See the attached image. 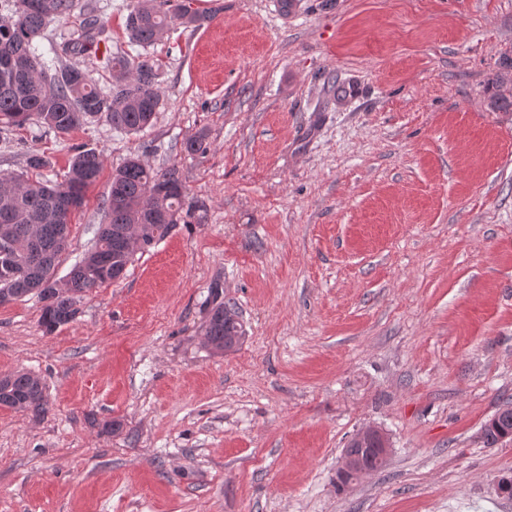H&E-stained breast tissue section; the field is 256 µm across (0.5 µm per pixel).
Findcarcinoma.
<instances>
[{
  "instance_id": "carcinoma-1",
  "label": "carcinoma",
  "mask_w": 512,
  "mask_h": 512,
  "mask_svg": "<svg viewBox=\"0 0 512 512\" xmlns=\"http://www.w3.org/2000/svg\"><path fill=\"white\" fill-rule=\"evenodd\" d=\"M10 25H0V126L36 125L44 132L66 134L92 120L136 134L150 127L162 92L158 66L142 53L115 55L109 60V86H97L90 72L63 62L68 56L97 55L105 23L90 3L80 0H14ZM82 16L79 26L51 42L53 56L44 58L37 41L48 25ZM206 16L188 0H135L126 17L132 44L143 49L156 43L173 25L200 28ZM47 160L39 153L27 158L24 173H0V305L36 293L42 303L40 326L47 334L73 322L80 294L108 285L126 273L134 257L167 237L179 223L186 190L179 170H155L133 155L112 172L109 194L102 200L106 222L92 247L70 269L56 277L69 245L70 217L66 206L80 209L86 191L97 181L101 162L92 148L78 150L61 181L41 176ZM204 326L207 344L216 351L236 347L243 335L239 312L224 301L223 286H210ZM45 387L29 372L0 375V406L46 410ZM512 434V406L498 409L484 424L489 445Z\"/></svg>"
}]
</instances>
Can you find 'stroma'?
I'll list each match as a JSON object with an SVG mask.
<instances>
[{"instance_id": "stroma-1", "label": "stroma", "mask_w": 512, "mask_h": 512, "mask_svg": "<svg viewBox=\"0 0 512 512\" xmlns=\"http://www.w3.org/2000/svg\"><path fill=\"white\" fill-rule=\"evenodd\" d=\"M129 2L96 0L101 51L136 54ZM191 2L209 22L148 49L152 128L0 132L4 172L101 156L59 275L129 155L197 205L54 334L36 295L0 305V373L47 399L0 407V512H512V444L482 439L512 403V111L488 106L512 0ZM216 280L245 332L224 352L203 335ZM369 426L387 464L338 488ZM45 387L38 376L15 371L0 375V406L30 411L39 415L46 410Z\"/></svg>"}]
</instances>
